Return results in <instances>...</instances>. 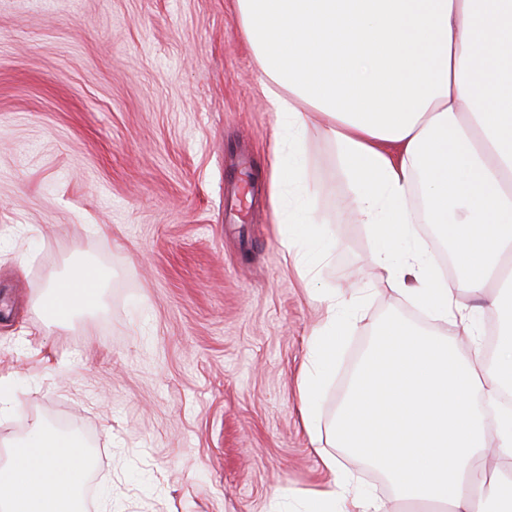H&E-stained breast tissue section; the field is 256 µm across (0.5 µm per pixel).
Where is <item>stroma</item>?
<instances>
[{"label": "stroma", "mask_w": 512, "mask_h": 512, "mask_svg": "<svg viewBox=\"0 0 512 512\" xmlns=\"http://www.w3.org/2000/svg\"><path fill=\"white\" fill-rule=\"evenodd\" d=\"M324 125L305 134L311 206L339 231L319 285L366 299L328 413L374 322L426 323L371 282ZM273 126L235 0H0V377L19 400L0 444L36 420L78 432L106 454L92 512H302L327 480L298 401L321 309L283 257ZM83 259L102 305L46 321L36 300ZM339 458L400 512L383 473Z\"/></svg>", "instance_id": "obj_1"}]
</instances>
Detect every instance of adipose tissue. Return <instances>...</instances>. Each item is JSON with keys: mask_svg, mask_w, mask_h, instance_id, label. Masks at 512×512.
Wrapping results in <instances>:
<instances>
[{"mask_svg": "<svg viewBox=\"0 0 512 512\" xmlns=\"http://www.w3.org/2000/svg\"><path fill=\"white\" fill-rule=\"evenodd\" d=\"M243 33L276 116L272 190L317 189L301 177L309 115L349 180L350 206L373 239L374 281L432 315L431 330L391 318L376 329L339 415L321 424L323 377L363 321L362 290L321 294L322 319L298 386L304 426L328 487L305 512H383L352 487L323 441L354 449L403 502L437 512H512V0H237ZM281 234L288 261L316 282L336 247L329 221L307 207ZM430 225L423 236L421 225ZM448 248L455 282L434 258ZM103 276L84 264L53 278L44 309L67 321L94 307ZM488 295L505 327L486 366L462 353L449 325L474 332L468 298ZM495 438L497 461L482 449ZM86 441L35 421L0 460V512H82Z\"/></svg>", "mask_w": 512, "mask_h": 512, "instance_id": "adipose-tissue-1", "label": "adipose tissue"}]
</instances>
